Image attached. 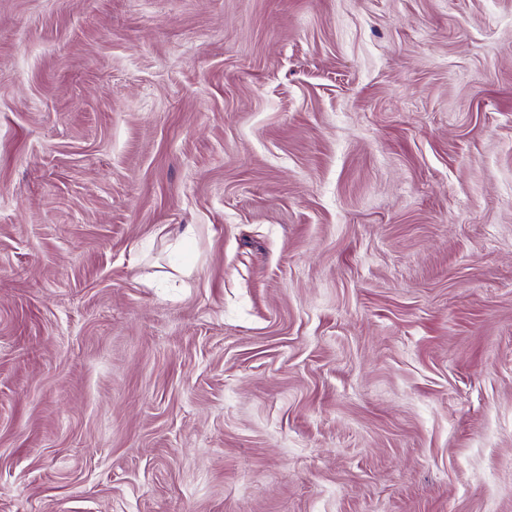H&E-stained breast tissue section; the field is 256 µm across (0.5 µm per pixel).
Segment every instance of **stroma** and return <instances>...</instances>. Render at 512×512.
<instances>
[{
	"mask_svg": "<svg viewBox=\"0 0 512 512\" xmlns=\"http://www.w3.org/2000/svg\"><path fill=\"white\" fill-rule=\"evenodd\" d=\"M0 512H512V0H0Z\"/></svg>",
	"mask_w": 512,
	"mask_h": 512,
	"instance_id": "35a3bbf8",
	"label": "stroma"
}]
</instances>
